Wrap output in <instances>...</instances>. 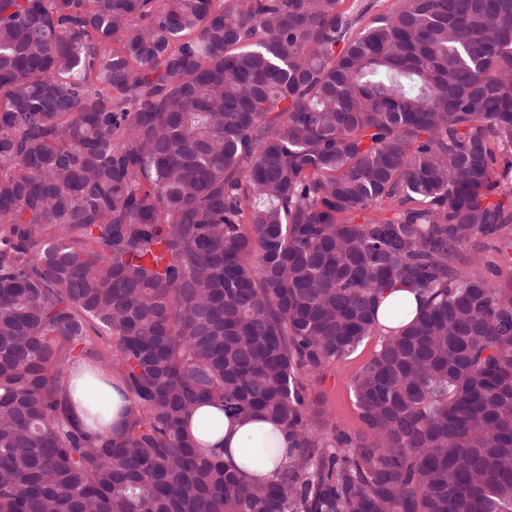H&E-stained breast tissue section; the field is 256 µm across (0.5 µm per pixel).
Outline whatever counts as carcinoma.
<instances>
[{
  "mask_svg": "<svg viewBox=\"0 0 512 512\" xmlns=\"http://www.w3.org/2000/svg\"><path fill=\"white\" fill-rule=\"evenodd\" d=\"M372 9L0 0V512H512V281L456 267L512 240V0ZM372 334L352 434L306 379ZM204 405L288 469L242 482ZM88 369L89 366L85 362L77 364L72 370L71 381L68 389V400L72 412L84 423H87V419L83 410L87 406L93 393L83 386L84 376ZM190 433L203 448H210L221 455L223 453L224 463L241 468L247 481L271 480L283 469H276L280 464L288 465V433L258 416L247 420L233 419L215 407L203 406L192 418ZM266 434H271L276 447L283 450L276 464L253 455L254 448H263L259 440Z\"/></svg>",
  "mask_w": 512,
  "mask_h": 512,
  "instance_id": "carcinoma-1",
  "label": "carcinoma"
}]
</instances>
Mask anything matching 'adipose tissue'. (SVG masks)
<instances>
[{
    "instance_id": "ef3b65f1",
    "label": "adipose tissue",
    "mask_w": 512,
    "mask_h": 512,
    "mask_svg": "<svg viewBox=\"0 0 512 512\" xmlns=\"http://www.w3.org/2000/svg\"><path fill=\"white\" fill-rule=\"evenodd\" d=\"M190 433L203 447L222 451L224 461L241 468L249 481H267L277 473L275 463L253 454L264 435H272L279 448L289 446L287 432L262 418L233 419L212 406L196 411Z\"/></svg>"
}]
</instances>
